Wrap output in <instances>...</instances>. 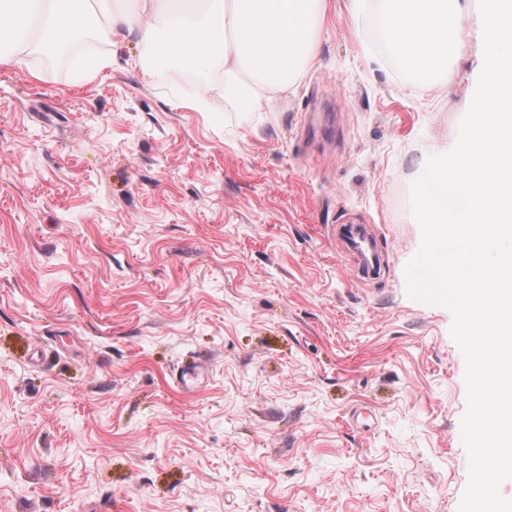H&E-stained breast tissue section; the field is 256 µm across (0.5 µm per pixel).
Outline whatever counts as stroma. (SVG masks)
Instances as JSON below:
<instances>
[{
	"mask_svg": "<svg viewBox=\"0 0 512 512\" xmlns=\"http://www.w3.org/2000/svg\"><path fill=\"white\" fill-rule=\"evenodd\" d=\"M478 16L420 76L328 0L266 111L180 107L136 43L0 66V512H458L465 360L405 270Z\"/></svg>",
	"mask_w": 512,
	"mask_h": 512,
	"instance_id": "stroma-1",
	"label": "stroma"
}]
</instances>
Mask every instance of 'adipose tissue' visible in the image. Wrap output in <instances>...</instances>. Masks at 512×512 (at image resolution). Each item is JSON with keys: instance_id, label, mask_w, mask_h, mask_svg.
<instances>
[{"instance_id": "1", "label": "adipose tissue", "mask_w": 512, "mask_h": 512, "mask_svg": "<svg viewBox=\"0 0 512 512\" xmlns=\"http://www.w3.org/2000/svg\"><path fill=\"white\" fill-rule=\"evenodd\" d=\"M0 0V64L21 65L51 47L86 38L108 46H148L156 69L185 70L194 93L181 104L204 108L208 91L224 105L262 107L291 89L317 62L326 0ZM354 16L373 14L387 45L418 74L461 49V0H353Z\"/></svg>"}]
</instances>
